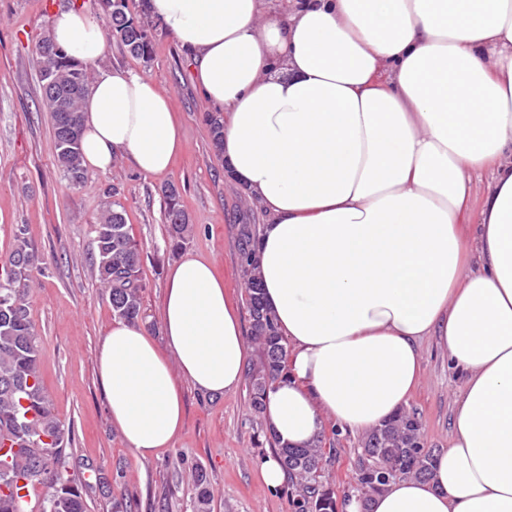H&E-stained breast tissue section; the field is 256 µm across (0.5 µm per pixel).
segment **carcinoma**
<instances>
[{
	"instance_id": "obj_1",
	"label": "carcinoma",
	"mask_w": 512,
	"mask_h": 512,
	"mask_svg": "<svg viewBox=\"0 0 512 512\" xmlns=\"http://www.w3.org/2000/svg\"><path fill=\"white\" fill-rule=\"evenodd\" d=\"M110 11L105 19L108 35L133 57L151 60L153 36L147 20L133 9V0L101 2ZM53 44L44 34L31 59L39 71L42 98L51 112L56 163L74 188L88 182L82 165V103L89 88L88 65L64 51H47ZM71 97L70 111L60 112L57 99ZM214 152H221L224 118L205 115ZM164 218L170 246L184 239L188 217L180 192L170 184L164 190ZM95 249L91 266L106 288L114 316L134 321L141 317V250L126 221L124 207L112 202L91 225ZM258 225L239 224L236 252L247 291L246 309L251 336L258 346L247 380L251 406L261 413L266 390L286 374L287 346L272 312L264 305L258 265ZM39 256L18 224L13 244L0 261V512H26L19 491L29 485L45 489L39 512H87L83 487L64 475L65 429L54 413L40 369V349L27 306L28 282ZM316 440L309 448H280L288 474L302 481L301 512H337L335 492L323 485L320 474L331 460ZM431 453L424 450L417 413L402 410L384 425L371 430L358 461V482L367 497L403 476L424 478L430 473Z\"/></svg>"
}]
</instances>
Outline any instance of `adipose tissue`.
<instances>
[{
	"label": "adipose tissue",
	"mask_w": 512,
	"mask_h": 512,
	"mask_svg": "<svg viewBox=\"0 0 512 512\" xmlns=\"http://www.w3.org/2000/svg\"><path fill=\"white\" fill-rule=\"evenodd\" d=\"M224 115V163L266 221L264 297L290 344L263 420L301 448L327 423L365 432L402 410L437 337L462 377L447 446L425 479H400L346 512H512V0H148ZM54 43L96 64L83 164L129 156L166 174L184 145L169 94L102 66L103 24L54 14ZM490 172L481 199L473 175ZM168 350L114 321L98 378L113 424L141 461L184 423L180 371L214 397L249 357L212 261L169 266Z\"/></svg>",
	"instance_id": "1"
}]
</instances>
